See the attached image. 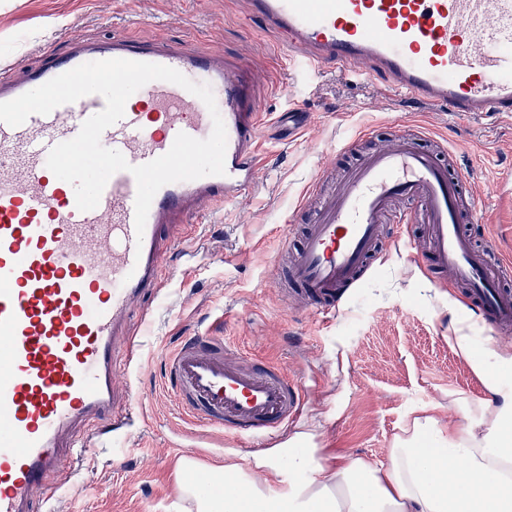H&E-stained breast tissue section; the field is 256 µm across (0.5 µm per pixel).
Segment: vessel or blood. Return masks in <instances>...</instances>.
<instances>
[{
	"label": "vessel or blood",
	"instance_id": "b4317fda",
	"mask_svg": "<svg viewBox=\"0 0 512 512\" xmlns=\"http://www.w3.org/2000/svg\"><path fill=\"white\" fill-rule=\"evenodd\" d=\"M248 14L286 43L307 69L329 65L368 79L383 75L400 100L451 115L512 116V0H247ZM15 79L0 74V102L12 100L87 62L127 59L162 64L209 84L227 133L222 176L169 183L153 198L144 232L135 228L137 185L115 173L98 206L82 212L75 190L47 169L49 151L73 139L105 106L91 94L0 122V512H32L34 501L62 497L48 483L69 456L90 452L87 421H110L108 444L121 457L123 421L117 370L131 368L139 342L126 331L136 305L159 296L169 245L165 228L188 212L236 204L259 180L264 113L251 93L254 63L229 60L185 43L72 41L59 55ZM212 119L184 88L153 81L127 101L123 119L101 142L133 165L172 146L178 133L207 138ZM438 153L398 136L349 168L328 194L319 179L305 189L317 202L301 245L282 230L277 260L311 304L336 315L364 272L427 227L424 251L466 288L497 328L512 327V274L497 238L476 250L460 228L475 210L466 175L449 174ZM223 333L184 340L165 364L183 414L197 430H179L176 448L192 453L211 436L259 445L285 439L308 405L299 376L274 365L248 368Z\"/></svg>",
	"mask_w": 512,
	"mask_h": 512
}]
</instances>
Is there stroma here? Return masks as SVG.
<instances>
[{
    "instance_id": "1",
    "label": "stroma",
    "mask_w": 512,
    "mask_h": 512,
    "mask_svg": "<svg viewBox=\"0 0 512 512\" xmlns=\"http://www.w3.org/2000/svg\"><path fill=\"white\" fill-rule=\"evenodd\" d=\"M73 39L187 40L207 54L256 61V96L292 118L266 127L271 160L239 203L214 206L203 224L184 215L174 229L162 269L165 291L150 304L147 322L134 318L127 325L143 339L139 364L133 376H120L117 397L128 411L133 449L118 466L108 448L73 458L61 474L73 488L58 502L59 512H186L179 482L199 484L227 459L248 464L249 451L231 437L224 453L196 454L195 467L183 471L179 450L169 445L182 410L168 384L165 355L221 311L248 357L302 376L309 404L298 428L311 434L312 447L381 462L423 410L439 407L444 421L466 426L459 403L477 407L485 391L446 341L453 317L448 300H462L461 316L473 335L509 343L512 330L476 322L474 302L464 288L449 286L447 271L392 251L331 320L285 303L269 280L289 213L298 224L308 221L299 209L308 181L324 169L343 171L406 123L426 129L425 149L434 137L481 145V152L458 153L453 166L469 174L482 198L479 220L512 257V223L499 209L501 194L512 189V120L481 114L457 120L400 102L383 80L360 83L331 67L306 76L289 67L281 40L249 19L245 0H136L132 6L125 0H0V65L11 66L15 77L37 66L45 48L62 52ZM350 140L354 148L341 151Z\"/></svg>"
}]
</instances>
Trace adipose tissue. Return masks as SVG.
<instances>
[{"mask_svg":"<svg viewBox=\"0 0 512 512\" xmlns=\"http://www.w3.org/2000/svg\"><path fill=\"white\" fill-rule=\"evenodd\" d=\"M447 342L486 391L474 424L455 431L431 412L414 418L381 463L309 447L298 432L247 466L212 467L223 494L183 482L182 498L193 512H512V347L478 346L459 318Z\"/></svg>","mask_w":512,"mask_h":512,"instance_id":"ef3b65f1","label":"adipose tissue"}]
</instances>
